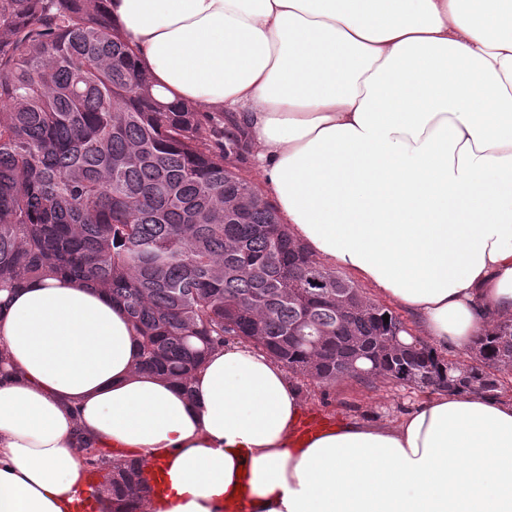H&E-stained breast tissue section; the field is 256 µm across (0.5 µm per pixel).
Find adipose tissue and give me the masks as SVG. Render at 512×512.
Returning a JSON list of instances; mask_svg holds the SVG:
<instances>
[{"mask_svg": "<svg viewBox=\"0 0 512 512\" xmlns=\"http://www.w3.org/2000/svg\"><path fill=\"white\" fill-rule=\"evenodd\" d=\"M168 100L225 110L293 238L438 351L512 316V0H107ZM0 512H74L83 444L137 512H512V399L441 391L295 440L300 388L229 344L139 371L125 310L55 277L0 293ZM111 474V476H109ZM102 475V478L106 481L105 483L99 482L102 478L96 477L94 478L95 482H99L95 485V489L100 491L101 486H105L107 484L112 485V490L114 491L116 487L122 486L125 488L124 498H115V501L112 503V512H135L134 508H128V503H133L138 500L141 493H144L146 489L142 487L141 481L139 480V474L137 467H135L132 463L124 464V466H112V473ZM124 505L126 508L121 510L120 507Z\"/></svg>", "mask_w": 512, "mask_h": 512, "instance_id": "obj_1", "label": "adipose tissue"}]
</instances>
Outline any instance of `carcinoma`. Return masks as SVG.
Instances as JSON below:
<instances>
[{
    "mask_svg": "<svg viewBox=\"0 0 512 512\" xmlns=\"http://www.w3.org/2000/svg\"><path fill=\"white\" fill-rule=\"evenodd\" d=\"M247 151L224 116L161 99L104 0H0V291L45 270L91 283L127 312L141 367L181 382L238 339L321 384L358 355L365 384L512 391V318L445 358L292 238L224 165ZM83 451L95 489L125 488L112 512H135L137 467L107 475L112 452Z\"/></svg>",
    "mask_w": 512,
    "mask_h": 512,
    "instance_id": "cac0c4a2",
    "label": "carcinoma"
}]
</instances>
